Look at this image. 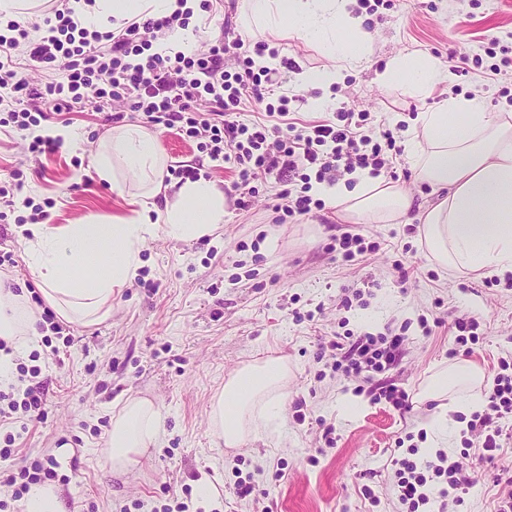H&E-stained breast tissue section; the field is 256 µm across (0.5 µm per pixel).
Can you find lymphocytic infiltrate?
I'll return each mask as SVG.
<instances>
[{
  "label": "lymphocytic infiltrate",
  "mask_w": 512,
  "mask_h": 512,
  "mask_svg": "<svg viewBox=\"0 0 512 512\" xmlns=\"http://www.w3.org/2000/svg\"><path fill=\"white\" fill-rule=\"evenodd\" d=\"M192 11H174L130 23L122 33L90 30L74 17L69 0H50L43 23L45 36L34 39L28 25L8 21L0 33V105L17 132L47 119L49 111L93 102L99 107L121 103L153 128L176 130L196 141L210 160L231 164L237 180L236 204H252L263 176L274 174L282 186V213L286 218L321 209L309 190L312 180L359 169L373 176L393 175L396 139L389 127L365 129L366 113L341 107L336 117L297 127L289 122L290 98L271 69L255 67L265 43L243 38H218L207 52H153L155 41L174 28L188 27ZM24 48L39 80L20 76L15 52ZM233 56L234 69H226L225 56ZM209 102L210 112L197 110ZM264 112L265 119L250 124L239 120L245 107ZM403 337L394 328L366 333L353 340L333 367L342 375L380 374L389 370ZM488 413L474 414L469 431L478 435L477 460H492L502 447L501 419L512 414V363L502 362L488 391ZM397 497L407 512L432 506L449 493H467L469 475L450 464L445 453L435 460L393 458Z\"/></svg>",
  "instance_id": "f902f5d3"
}]
</instances>
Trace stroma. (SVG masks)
I'll list each match as a JSON object with an SVG mask.
<instances>
[{
	"mask_svg": "<svg viewBox=\"0 0 512 512\" xmlns=\"http://www.w3.org/2000/svg\"><path fill=\"white\" fill-rule=\"evenodd\" d=\"M363 30L373 36L368 61L344 72L332 86L333 106H317L322 92L297 85L303 69L328 60L317 44L285 34H264L279 58H289L286 87L297 125L332 118L345 104L368 114L369 127L395 128L432 109L439 94L417 98L397 83L380 84L378 73L395 57L420 52L449 72L453 95L480 93L488 111L512 113V0H390L370 13L360 10ZM509 58L497 79H488L479 60L488 42ZM467 57L468 72H455ZM43 128H67L74 139L53 153L27 152V140L0 126V187L13 190L16 207L0 220V251L13 266L0 277L38 293L23 244L20 218L46 206L48 221L130 214L126 199L100 181L92 156L109 131L94 104L51 115ZM22 170L21 181L11 174ZM202 178L224 193L219 238L182 242L150 239L141 250L134 283L112 299V315L96 325L66 323L65 334L35 348L45 417L0 422V442L15 435L17 455L0 460V499L15 490L7 477L33 461H57L61 496L69 512H164L184 502L189 512H406L397 498L391 465L398 446H438L449 462L470 474L473 484L462 502L444 512H497L498 497L512 480V417L502 425L509 438L496 458L476 463L466 444L469 414L454 413L458 429L437 441L425 424L437 404L420 397L433 374L472 363L491 384L501 361H512V275L488 284L486 277H460L440 268L421 241L419 224H350L332 206L285 223H275L280 187L262 183L251 207L238 209L229 165L207 162ZM31 207H23L24 199ZM347 233L361 234L374 251L344 259L338 245ZM279 247L268 252L265 241ZM362 290L363 301L344 308L342 300ZM477 318L479 340L469 355L455 354L454 323ZM433 321L424 333L421 319ZM405 326L397 363L386 377L405 389L412 409L402 414L367 394L365 377H344L332 368L333 342L347 333L376 334L385 325ZM270 357L288 365V388L277 429L225 447L208 424L212 397L225 376L249 362ZM364 405L348 413V395ZM147 398L165 416V431L134 469L118 473L105 455L112 412L126 399ZM211 481L218 495L202 501L196 485ZM254 493L238 497V481Z\"/></svg>",
	"mask_w": 512,
	"mask_h": 512,
	"instance_id": "stroma-1",
	"label": "stroma"
}]
</instances>
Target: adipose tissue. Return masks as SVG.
I'll list each match as a JSON object with an SVG mask.
<instances>
[{"mask_svg": "<svg viewBox=\"0 0 512 512\" xmlns=\"http://www.w3.org/2000/svg\"><path fill=\"white\" fill-rule=\"evenodd\" d=\"M76 19L88 29L120 32L134 20L172 14L177 0H71ZM356 0H245L242 23L247 31L288 32L316 43L328 67L305 70L298 82L323 92L319 105L330 103L328 91L344 70L362 64L372 51V36L361 32ZM402 79L410 93L427 96L446 81L432 58L409 54L380 73L381 82ZM406 154L419 184L437 202L417 206L405 188L368 171L357 184L319 183L316 195L330 201L349 223H420L422 239L441 268L455 274L512 273V113L487 111L480 94L448 95L419 113L406 133ZM99 180L128 191L136 209L130 216L84 219L59 226L22 225L27 265L46 307L58 318L83 325L112 314V298L138 275L145 241L161 234L177 241L212 237L224 223V193L210 181H186L164 195L165 158L155 134L137 124L115 127L102 138L92 157ZM163 205H156V198ZM158 210L161 221L148 223ZM41 309L25 292L0 283V385L14 383L19 357L39 336ZM288 367L279 358L250 363L230 373L210 406L209 421L225 447L242 446L247 436L281 418ZM164 432L160 407L144 398L126 400L112 414L107 441L113 471L135 468Z\"/></svg>", "mask_w": 512, "mask_h": 512, "instance_id": "obj_1", "label": "adipose tissue"}]
</instances>
